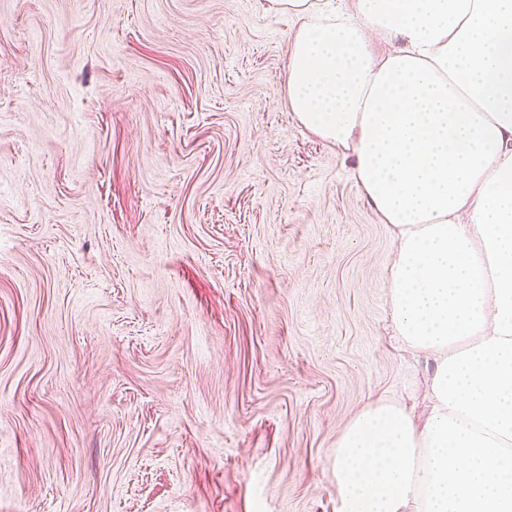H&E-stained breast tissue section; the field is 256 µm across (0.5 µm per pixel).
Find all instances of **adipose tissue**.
Masks as SVG:
<instances>
[{
	"label": "adipose tissue",
	"mask_w": 512,
	"mask_h": 512,
	"mask_svg": "<svg viewBox=\"0 0 512 512\" xmlns=\"http://www.w3.org/2000/svg\"><path fill=\"white\" fill-rule=\"evenodd\" d=\"M268 3L296 24L285 102L390 225L392 319L433 361L424 418L345 425L340 512H512V0Z\"/></svg>",
	"instance_id": "obj_1"
}]
</instances>
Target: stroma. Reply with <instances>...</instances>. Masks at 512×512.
Here are the masks:
<instances>
[{
  "label": "stroma",
  "instance_id": "35a3bbf8",
  "mask_svg": "<svg viewBox=\"0 0 512 512\" xmlns=\"http://www.w3.org/2000/svg\"><path fill=\"white\" fill-rule=\"evenodd\" d=\"M265 0H0V512H338L422 404L389 225L283 89Z\"/></svg>",
  "mask_w": 512,
  "mask_h": 512
}]
</instances>
